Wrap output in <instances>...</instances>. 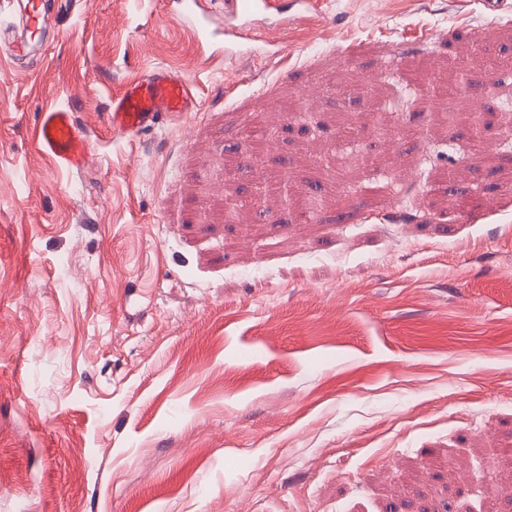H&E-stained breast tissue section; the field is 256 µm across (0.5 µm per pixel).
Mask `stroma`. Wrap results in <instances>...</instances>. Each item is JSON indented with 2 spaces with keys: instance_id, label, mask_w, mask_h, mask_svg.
<instances>
[{
  "instance_id": "stroma-1",
  "label": "stroma",
  "mask_w": 512,
  "mask_h": 512,
  "mask_svg": "<svg viewBox=\"0 0 512 512\" xmlns=\"http://www.w3.org/2000/svg\"><path fill=\"white\" fill-rule=\"evenodd\" d=\"M50 3L0 55V512H512V11L315 0L228 61L177 0ZM154 66L199 114L113 138ZM49 105L96 163L40 154ZM11 21L0 28V45L19 65L29 66L45 57L53 34L52 16L42 0H9Z\"/></svg>"
}]
</instances>
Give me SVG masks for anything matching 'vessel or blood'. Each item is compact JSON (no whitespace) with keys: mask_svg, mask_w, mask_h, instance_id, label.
I'll use <instances>...</instances> for the list:
<instances>
[{"mask_svg":"<svg viewBox=\"0 0 512 512\" xmlns=\"http://www.w3.org/2000/svg\"><path fill=\"white\" fill-rule=\"evenodd\" d=\"M11 21L0 28V47L17 64L29 66L43 59L44 47L53 32L52 17L42 0H8ZM280 0H225V57L268 55L266 42L254 33L250 22L261 12H276ZM184 19L201 44L211 45L214 34L205 15L184 8ZM189 84L178 72L167 67H154L128 79L115 91L107 112L113 137L122 139L156 127L164 116L199 112ZM40 153L55 167L71 172L86 168L93 154L87 130L72 112L54 106L43 109L32 131Z\"/></svg>","mask_w":512,"mask_h":512,"instance_id":"vessel-or-blood-1","label":"vessel or blood"}]
</instances>
